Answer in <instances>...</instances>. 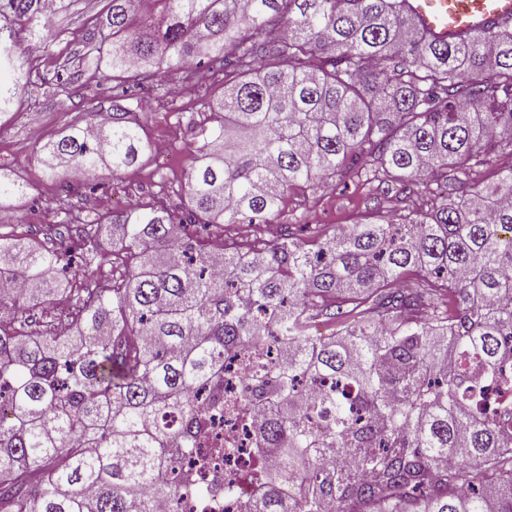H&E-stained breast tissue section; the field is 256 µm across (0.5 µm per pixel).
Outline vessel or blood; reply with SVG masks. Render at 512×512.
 I'll list each match as a JSON object with an SVG mask.
<instances>
[{"label": "vessel or blood", "mask_w": 512, "mask_h": 512, "mask_svg": "<svg viewBox=\"0 0 512 512\" xmlns=\"http://www.w3.org/2000/svg\"><path fill=\"white\" fill-rule=\"evenodd\" d=\"M406 5L423 32L440 42L512 25V0H407Z\"/></svg>", "instance_id": "1"}]
</instances>
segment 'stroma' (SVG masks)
<instances>
[{
  "label": "stroma",
  "instance_id": "1",
  "mask_svg": "<svg viewBox=\"0 0 512 512\" xmlns=\"http://www.w3.org/2000/svg\"><path fill=\"white\" fill-rule=\"evenodd\" d=\"M109 7L110 0H58L52 32L29 44L25 62L30 80L19 92L12 119L0 126V171L19 176L29 188L0 211L2 233L49 246L61 237H78L83 225L102 213L105 198L116 209L158 199L175 210L183 204L195 164L192 133L210 119L207 100L224 91L220 74L207 87L153 77L130 88L127 107L149 140L168 139L167 153L152 155L118 175L104 170L72 184L63 175L48 178L38 159L37 152L48 139L71 124H84L89 113L112 104L113 82L106 71L90 73L79 66L83 54L99 44L100 21ZM390 207L389 193L354 176L291 192L274 221L296 225L301 241L309 243L318 233L339 231ZM124 254L122 244L111 233H103L94 263L73 264L68 276L75 285L89 277L110 282L120 271L116 260Z\"/></svg>",
  "mask_w": 512,
  "mask_h": 512
}]
</instances>
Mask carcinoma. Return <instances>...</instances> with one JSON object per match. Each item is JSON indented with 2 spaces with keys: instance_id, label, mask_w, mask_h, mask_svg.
I'll return each instance as SVG.
<instances>
[{
  "instance_id": "cac0c4a2",
  "label": "carcinoma",
  "mask_w": 512,
  "mask_h": 512,
  "mask_svg": "<svg viewBox=\"0 0 512 512\" xmlns=\"http://www.w3.org/2000/svg\"><path fill=\"white\" fill-rule=\"evenodd\" d=\"M111 2L84 68L119 84L224 74L191 142L187 223L266 224L288 190L361 173L395 184L400 214L315 249L289 232L230 246L216 273L164 202L139 204L82 237L85 264L105 224L134 260L107 287L72 286V250L0 233V282L31 286L0 288V508L155 512L159 487L177 512L197 491L167 480L193 453L194 390L220 387L233 356L248 365L244 402L265 410L239 512H512V415L478 409L484 383L509 381L512 168L474 183L512 151V28L436 42L404 0H153L149 13ZM0 10L49 28L40 0ZM18 40L0 30V117L25 76ZM39 152L50 177H89L153 144L114 103ZM25 191L1 174L0 208ZM411 269L417 285L398 288ZM59 295L73 337L106 336L27 331L29 311ZM319 316L338 335H312Z\"/></svg>"
}]
</instances>
